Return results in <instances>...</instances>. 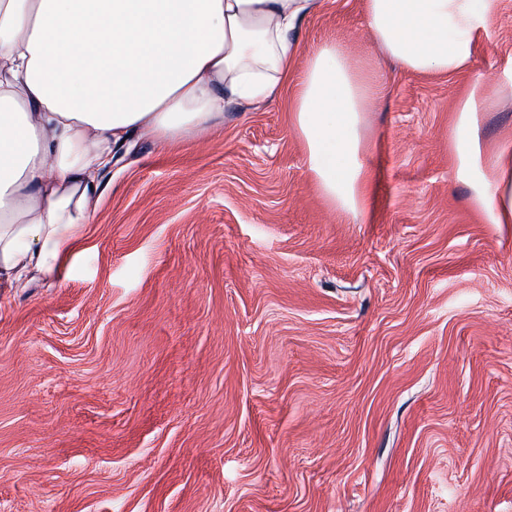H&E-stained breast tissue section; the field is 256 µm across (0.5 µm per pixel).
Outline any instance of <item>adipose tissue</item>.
Segmentation results:
<instances>
[{"mask_svg":"<svg viewBox=\"0 0 512 512\" xmlns=\"http://www.w3.org/2000/svg\"><path fill=\"white\" fill-rule=\"evenodd\" d=\"M319 0H0V288L51 277L101 194L100 175L133 138L179 145L224 123L229 103L291 102L306 166L334 208L359 214L366 166L363 112L378 90L344 45L301 56L296 33ZM498 0H365L382 53L414 73L470 68ZM476 80L452 141L491 223L512 224V145L492 174L479 161Z\"/></svg>","mask_w":512,"mask_h":512,"instance_id":"ef3b65f1","label":"adipose tissue"}]
</instances>
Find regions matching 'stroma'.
Masks as SVG:
<instances>
[{
  "mask_svg": "<svg viewBox=\"0 0 512 512\" xmlns=\"http://www.w3.org/2000/svg\"><path fill=\"white\" fill-rule=\"evenodd\" d=\"M378 77L367 204L332 209L293 86L178 147L138 139L50 278L0 288V512H512V224L456 175L512 143V0L471 68L383 60L364 0H322ZM491 91L488 80H476L458 106L451 133L457 175L471 182L475 203L492 224H512V145L500 148L490 177L479 161L478 117L489 102Z\"/></svg>",
  "mask_w": 512,
  "mask_h": 512,
  "instance_id": "1",
  "label": "stroma"
}]
</instances>
